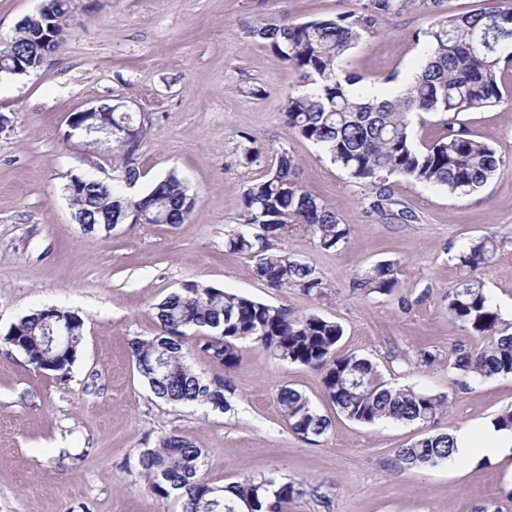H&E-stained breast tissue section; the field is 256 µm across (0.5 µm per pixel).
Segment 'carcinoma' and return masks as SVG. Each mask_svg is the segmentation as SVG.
I'll return each instance as SVG.
<instances>
[{
	"label": "carcinoma",
	"mask_w": 512,
	"mask_h": 512,
	"mask_svg": "<svg viewBox=\"0 0 512 512\" xmlns=\"http://www.w3.org/2000/svg\"><path fill=\"white\" fill-rule=\"evenodd\" d=\"M47 14L29 28L0 44V75L13 76L20 64L34 72L51 51L39 39L41 29L62 31L71 20L72 0H45ZM417 9L429 24L413 33L423 43L421 60L404 80L397 70L364 77L348 69L351 52L367 37L379 33L389 17ZM248 37L269 48L300 73L302 85L288 95L284 122L310 141L355 183L373 191L370 211L384 218L395 201L386 193L392 177H404L450 194L484 186L512 158L458 121L499 103L505 76H512V0H488L480 10L454 14L444 0H359L349 12L324 15L304 22L266 19ZM425 114L441 116L443 134L420 145L415 120ZM112 131V153L121 159V174L64 187L73 217L84 224L119 221L132 207L145 210L148 224H179L195 204L189 189L175 173L157 181L138 198L130 194L140 171L137 152L147 131L141 114L120 105L103 116ZM292 155L281 152L274 164L251 181L241 199L239 225L225 246L249 256L252 273L272 288H299L310 295L322 282L308 263L271 251L270 237L294 224L308 227L325 251L344 244L350 226L335 210L311 194L298 180ZM257 226L261 233L254 234ZM501 241L489 233L463 246L451 260L464 271L448 289V317L467 330L476 344L458 349L448 360L452 384L460 390L471 380L512 375V320L504 318L477 271L487 265ZM397 286L394 265L380 262L362 271L353 290L363 296L390 295ZM159 333L131 342L136 369L152 394L169 403L208 404L224 408V382L208 381L187 361L189 350L207 356L226 369L239 357L240 344L251 342L280 360L317 371L325 396L349 420L361 425L381 421L418 424L427 428L421 438L397 450L402 469L431 468L448 460L455 448L450 433L428 427L445 412L450 397L414 387H395L377 366L353 353H342V326L318 314L296 316L225 289L197 282L182 284L155 306ZM53 319L65 336L78 345L83 319L57 308ZM51 335L44 312L38 309L12 323L6 339L22 350L36 368L65 377L74 357L48 348ZM291 429L309 438L329 431L330 421L296 389L285 387L276 396ZM204 449L171 434L139 456L142 473L161 499L175 498L181 512H281L294 487L270 477H247L217 486L203 472Z\"/></svg>",
	"instance_id": "obj_1"
}]
</instances>
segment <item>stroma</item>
Segmentation results:
<instances>
[{
    "mask_svg": "<svg viewBox=\"0 0 512 512\" xmlns=\"http://www.w3.org/2000/svg\"><path fill=\"white\" fill-rule=\"evenodd\" d=\"M358 0H83L76 24L44 66L0 77V335L33 310L56 306L83 319V340L66 378L36 369L0 338V512H179L150 489L142 450L177 434L206 450L208 480L228 485L273 476L292 483L283 512H512V456L474 449L454 464L400 469L396 450L422 433L415 424L360 425L337 413L319 374L246 342L232 369L189 355L205 379L224 382L226 410L154 398L130 354L132 339L155 336L154 304L194 281L227 288L290 314L316 313L344 329L339 343L374 361L393 384L448 390V354L472 336L448 317L446 294L460 270L452 256L493 232L503 237L481 270L487 290L512 319V167L482 188L445 190L394 177L388 187L415 222L370 213L371 192L351 180L284 123L298 72L247 27L288 16L301 22L354 10ZM426 18L409 10L366 38L349 64L374 75L410 76L422 55L412 34ZM124 103L145 113L138 151L140 189L177 173L196 198L179 224H123L82 232L63 188L73 176L111 177L112 155L64 141L71 113ZM462 119L512 157V80L502 102ZM261 151L245 163L246 136ZM336 209L351 233L321 250L306 228L270 239L313 266L320 294L277 289L254 277L249 256L229 252L241 198L277 154ZM393 262L394 295L353 291L362 269ZM437 356L419 364L422 350ZM292 387L322 414L327 434L308 440L282 416L276 393ZM512 405V376L471 383L440 416L453 433L490 421Z\"/></svg>",
    "mask_w": 512,
    "mask_h": 512,
    "instance_id": "1",
    "label": "stroma"
}]
</instances>
